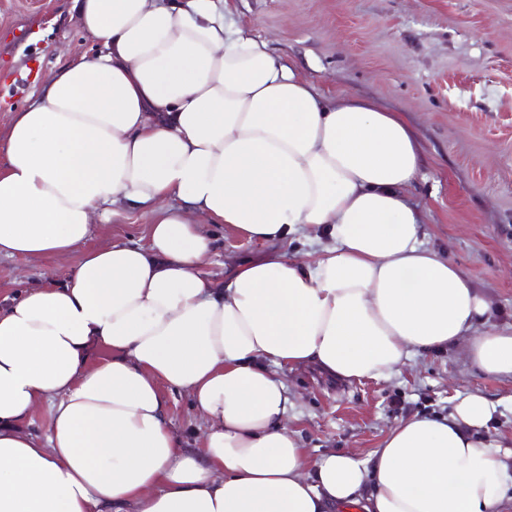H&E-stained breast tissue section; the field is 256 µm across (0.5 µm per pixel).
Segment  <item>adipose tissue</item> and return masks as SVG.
<instances>
[{"label":"adipose tissue","instance_id":"obj_1","mask_svg":"<svg viewBox=\"0 0 512 512\" xmlns=\"http://www.w3.org/2000/svg\"><path fill=\"white\" fill-rule=\"evenodd\" d=\"M98 42L12 116L0 257L79 253L0 306V512H501L512 449L481 392L414 415L360 460L310 457L279 367L387 378L467 341L512 376V331L422 243L417 133L376 100L326 101L227 25L217 0H74ZM152 215L149 244L86 248L97 214ZM269 244L224 281L206 224ZM327 242L289 252L299 226ZM205 422L182 447L163 389ZM50 407L44 438L23 428Z\"/></svg>","mask_w":512,"mask_h":512}]
</instances>
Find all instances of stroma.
I'll list each match as a JSON object with an SVG mask.
<instances>
[{
	"instance_id": "1",
	"label": "stroma",
	"mask_w": 512,
	"mask_h": 512,
	"mask_svg": "<svg viewBox=\"0 0 512 512\" xmlns=\"http://www.w3.org/2000/svg\"><path fill=\"white\" fill-rule=\"evenodd\" d=\"M226 21L267 40L272 53L336 100H377L417 132L424 164L408 197L424 242L491 303L486 328L512 327V0H226ZM97 48L73 0H0V163L10 113L32 104L41 80ZM151 217L96 218L88 247L146 244ZM209 270L223 279L265 246L226 224ZM78 254L0 259V302L66 281ZM294 403L288 425L313 457L346 450L365 459L413 415L447 414L456 396L496 404L490 434L512 439V378L478 372L466 343L409 360L392 376L350 383L316 368L280 369ZM183 447L200 450L202 423L185 393L164 396Z\"/></svg>"
}]
</instances>
